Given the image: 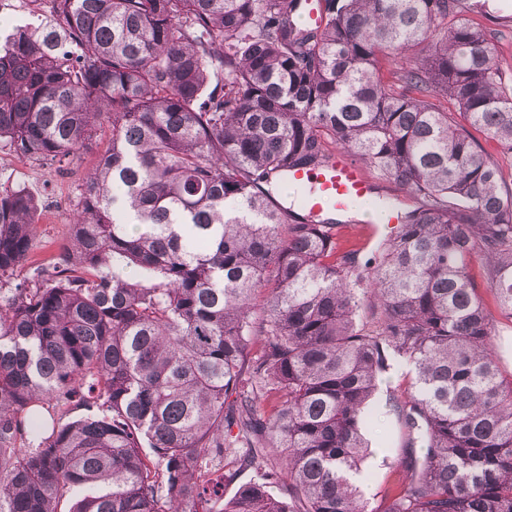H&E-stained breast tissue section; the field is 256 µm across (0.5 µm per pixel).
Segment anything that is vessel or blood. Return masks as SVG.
Wrapping results in <instances>:
<instances>
[{
  "mask_svg": "<svg viewBox=\"0 0 512 512\" xmlns=\"http://www.w3.org/2000/svg\"><path fill=\"white\" fill-rule=\"evenodd\" d=\"M287 179L307 187L303 206L314 215L323 212L326 200H333L336 208L344 209L353 200L368 199L373 194V184L361 164L345 152L337 153L333 161L321 170L288 171Z\"/></svg>",
  "mask_w": 512,
  "mask_h": 512,
  "instance_id": "obj_1",
  "label": "vessel or blood"
}]
</instances>
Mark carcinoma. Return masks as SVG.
<instances>
[{
	"label": "carcinoma",
	"instance_id": "cac0c4a2",
	"mask_svg": "<svg viewBox=\"0 0 512 512\" xmlns=\"http://www.w3.org/2000/svg\"><path fill=\"white\" fill-rule=\"evenodd\" d=\"M53 2L0 34V142L61 162L104 121L112 142L52 278L0 291V512H512V378L469 275L482 257L512 320V185L471 134L512 154V80L472 20L491 0H319L318 26L302 0ZM338 150L416 202L363 265L272 195ZM37 214L0 190V288ZM392 357L424 456L372 507ZM244 467L261 480L224 499Z\"/></svg>",
	"mask_w": 512,
	"mask_h": 512
}]
</instances>
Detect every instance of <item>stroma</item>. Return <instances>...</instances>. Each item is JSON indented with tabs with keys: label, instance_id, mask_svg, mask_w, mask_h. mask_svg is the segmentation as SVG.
Listing matches in <instances>:
<instances>
[{
	"label": "stroma",
	"instance_id": "obj_1",
	"mask_svg": "<svg viewBox=\"0 0 512 512\" xmlns=\"http://www.w3.org/2000/svg\"><path fill=\"white\" fill-rule=\"evenodd\" d=\"M111 129H103L87 148L71 156L66 165L47 160L19 158L7 143H0V188H21L39 202L38 236L28 261L15 276L16 281H32L36 272L52 273L62 246L69 241V224L77 208L80 186L94 170L110 146ZM411 367L392 362L382 373L378 390L368 406L372 415L363 434L372 451L363 468L360 487L366 498L379 502L392 479V468L413 450L415 457L424 451L418 435L405 425L397 405L402 399L405 376Z\"/></svg>",
	"mask_w": 512,
	"mask_h": 512
}]
</instances>
